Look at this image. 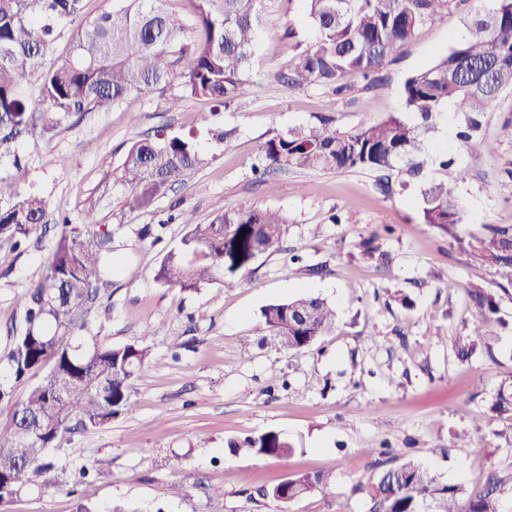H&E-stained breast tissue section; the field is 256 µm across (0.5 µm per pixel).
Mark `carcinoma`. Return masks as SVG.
Here are the masks:
<instances>
[{"instance_id": "carcinoma-1", "label": "carcinoma", "mask_w": 512, "mask_h": 512, "mask_svg": "<svg viewBox=\"0 0 512 512\" xmlns=\"http://www.w3.org/2000/svg\"><path fill=\"white\" fill-rule=\"evenodd\" d=\"M193 21L171 8V0H112V6L84 20L85 0H0V166L19 171L25 158L16 145L57 134L64 122L85 112H105L132 95L175 85L183 98H207L227 107L243 92L263 0H190ZM318 31V43L305 50L287 78L290 89L305 85L341 92L351 77L369 79L410 42L417 28L435 22L466 0H303ZM470 38L456 43L430 66L411 73L402 88L406 111L421 122L390 116L344 131L327 120L307 130L288 129L262 143L266 167L373 172L419 176L428 164L424 136L451 101L465 116L461 140L469 144L479 117L500 94L512 90V0L470 17ZM68 33L67 52L47 64L52 45ZM36 82L30 93L25 83ZM201 164L197 132H158L134 141L110 175L126 190L125 205H150ZM424 223L455 238L469 260L495 270L512 285V227L485 224L467 239L456 236L461 211L454 187L446 182L421 192ZM47 200L20 193L12 176L0 175V239L11 243L0 253V268L11 269V254L37 226L48 221ZM189 230L181 245L166 253L155 274L159 283L197 290L215 276L231 288L261 255L281 250L287 219L276 210L226 209L209 224L182 215ZM60 231L42 277L21 297L25 329L5 355L14 382L36 377L14 397L0 383V416L11 423L0 435V505L38 483L52 469L48 451L71 430L93 432L124 413L131 385L150 357L134 341L112 346L96 336H79L85 307L98 298L110 275L112 231L89 207L74 224L57 221ZM247 234H241V230ZM241 250H236V243ZM474 324L480 328L497 313L494 297L481 288L469 292ZM307 309L300 322L295 314ZM336 324V312L320 297H300L261 309L262 332L282 349L301 351ZM71 385L61 390L57 381ZM490 410L512 412V375L499 384ZM235 452L286 460L295 446L274 430L229 443ZM333 472L297 473L258 491L279 508L331 484ZM502 479L492 473L483 489L466 493L445 484L408 459L379 471L355 491L369 499V512H500Z\"/></svg>"}]
</instances>
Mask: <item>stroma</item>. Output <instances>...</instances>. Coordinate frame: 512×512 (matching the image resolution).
<instances>
[{
  "label": "stroma",
  "mask_w": 512,
  "mask_h": 512,
  "mask_svg": "<svg viewBox=\"0 0 512 512\" xmlns=\"http://www.w3.org/2000/svg\"><path fill=\"white\" fill-rule=\"evenodd\" d=\"M491 6L469 0L421 25L374 87L354 77L350 91L334 96L321 86L281 83L318 33L302 0H264L245 93L229 107L187 98L170 108L178 92L172 86L72 117L54 137L19 144L28 159L16 178L20 190L35 188L52 213L75 223L95 207L112 232L111 283L92 305L85 335L115 346L137 341L151 355L132 382L126 412L94 433L63 435L48 453L69 471L91 467L93 478L21 493L0 512H78L82 505L89 512H274L258 488L299 471H330L334 479L288 512H368L355 487L376 477L383 451L394 463L414 458L469 491L497 473L500 512H512V416L489 410L512 374V285L470 263L455 242L486 224L512 225V137L502 131L512 121V90L481 118L479 135L492 153L467 149L462 114L440 112L424 140L435 163L404 186L360 170L281 167L262 182L252 172L264 141L327 114L342 130L391 115L414 122L403 106L405 77L467 38L470 14ZM329 99L335 106L328 113ZM206 125L229 136L221 143L200 136L203 162L188 182L146 208L125 207L102 158L120 162L132 142L162 126L185 133ZM445 158L454 167H442ZM458 166L470 170L459 183ZM447 180L462 210L453 238L420 216L422 189ZM250 207L284 213L287 230L281 251L258 257L236 287L214 280L188 291L155 281L162 257L187 232L182 214L207 224L218 212ZM55 237L54 225L38 229L11 271L0 273V359L24 327L19 299L44 272ZM368 239L385 260L361 256ZM475 287L498 304L480 332L469 309ZM306 295L335 308V329L303 351L278 348L261 332L262 307ZM175 336L181 348L172 347ZM468 344L474 354L459 358ZM269 430L293 442L288 460L229 446ZM463 433L475 446L457 445ZM174 484L180 494H170Z\"/></svg>",
  "instance_id": "35a3bbf8"
}]
</instances>
